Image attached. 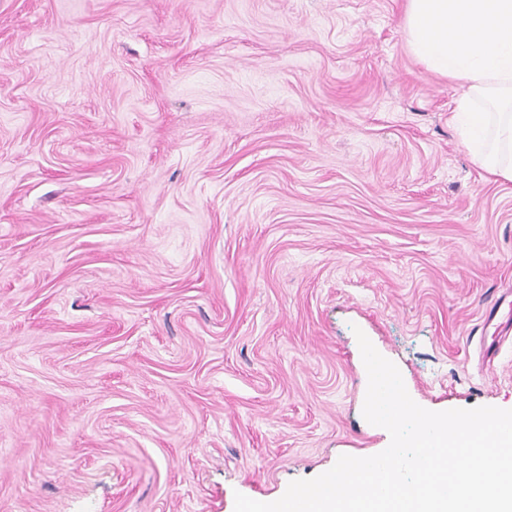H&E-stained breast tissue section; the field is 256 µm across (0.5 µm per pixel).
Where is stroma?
<instances>
[{"instance_id":"35a3bbf8","label":"stroma","mask_w":512,"mask_h":512,"mask_svg":"<svg viewBox=\"0 0 512 512\" xmlns=\"http://www.w3.org/2000/svg\"><path fill=\"white\" fill-rule=\"evenodd\" d=\"M406 0H0V512H234L343 455L364 333L512 409V182Z\"/></svg>"}]
</instances>
